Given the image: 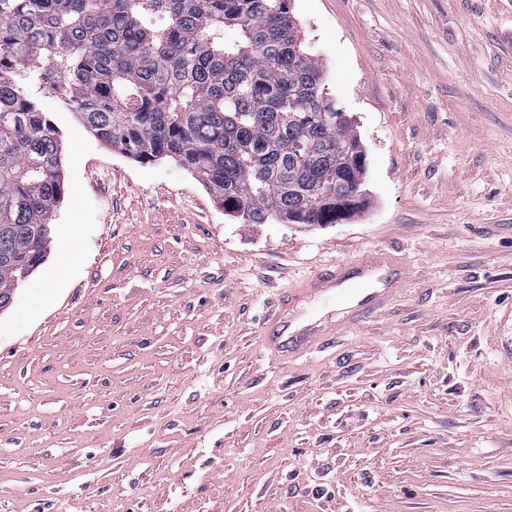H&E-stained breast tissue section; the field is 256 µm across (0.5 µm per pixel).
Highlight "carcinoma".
<instances>
[{
    "label": "carcinoma",
    "mask_w": 512,
    "mask_h": 512,
    "mask_svg": "<svg viewBox=\"0 0 512 512\" xmlns=\"http://www.w3.org/2000/svg\"><path fill=\"white\" fill-rule=\"evenodd\" d=\"M42 91L104 144L175 160L242 224H339L368 205L337 209L366 155L291 0H0V309L49 252L63 196Z\"/></svg>",
    "instance_id": "cac0c4a2"
}]
</instances>
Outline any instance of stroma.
<instances>
[{"mask_svg": "<svg viewBox=\"0 0 512 512\" xmlns=\"http://www.w3.org/2000/svg\"><path fill=\"white\" fill-rule=\"evenodd\" d=\"M291 12L367 155L342 223H238L40 98L64 195L0 309V512H512V0ZM373 248L392 305L270 358L281 291Z\"/></svg>", "mask_w": 512, "mask_h": 512, "instance_id": "35a3bbf8", "label": "stroma"}]
</instances>
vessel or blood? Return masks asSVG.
I'll return each instance as SVG.
<instances>
[{
    "instance_id": "b4317fda",
    "label": "vessel or blood",
    "mask_w": 512,
    "mask_h": 512,
    "mask_svg": "<svg viewBox=\"0 0 512 512\" xmlns=\"http://www.w3.org/2000/svg\"><path fill=\"white\" fill-rule=\"evenodd\" d=\"M406 278L404 264L390 251L371 249L350 262L332 264L322 274L288 289L279 308L263 323L262 341L274 354L302 358L313 343L375 314ZM327 298V316L310 314L306 305Z\"/></svg>"
}]
</instances>
